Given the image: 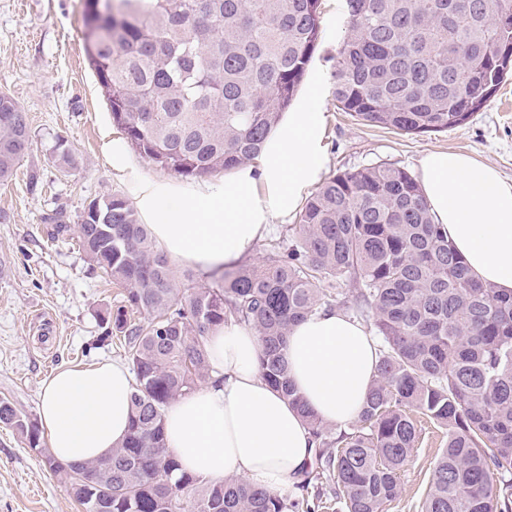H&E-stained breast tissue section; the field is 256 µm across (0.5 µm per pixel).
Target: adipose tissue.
Masks as SVG:
<instances>
[{
    "label": "adipose tissue",
    "mask_w": 512,
    "mask_h": 512,
    "mask_svg": "<svg viewBox=\"0 0 512 512\" xmlns=\"http://www.w3.org/2000/svg\"><path fill=\"white\" fill-rule=\"evenodd\" d=\"M319 112H288L265 142L259 165L243 164L223 182L190 186L140 174L127 147L101 132L110 169L134 187L136 208L168 257L209 276L249 256L273 220L296 210L323 172ZM419 184L435 223L478 280L512 290V179L447 150L429 152ZM210 383L172 403L167 445L183 470L214 483L240 477L273 493L294 485L314 457L302 417L262 377V346L248 326L212 329L206 340ZM288 375L308 407L340 427L358 418L377 375V346L365 326L333 309L295 324ZM133 376L101 361L58 369L43 386L40 417L54 456L88 462L109 455L129 425Z\"/></svg>",
    "instance_id": "1"
}]
</instances>
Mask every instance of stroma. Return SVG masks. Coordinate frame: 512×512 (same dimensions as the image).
Here are the masks:
<instances>
[{"label": "stroma", "instance_id": "1", "mask_svg": "<svg viewBox=\"0 0 512 512\" xmlns=\"http://www.w3.org/2000/svg\"><path fill=\"white\" fill-rule=\"evenodd\" d=\"M324 32L293 105L312 102L323 113L324 176L389 163L418 175L421 159L448 150L496 167L512 179V76L481 112L445 133L400 134L354 120L336 108L332 72L339 49L344 0H322ZM84 0H0V92L24 109L32 146L9 184H0V399L38 413L41 387L58 368L102 359L126 363L117 337L101 318L123 296L92 269L76 243L48 244L43 218L64 210L78 223L88 203L131 190L109 172L100 131L112 114L85 51ZM76 160L62 172L52 164L57 138ZM43 186L31 192L27 176ZM447 442L445 430L423 424L420 444L401 473L398 499L388 512H420L431 471ZM0 512H80L65 485L39 463L25 437L0 423Z\"/></svg>", "mask_w": 512, "mask_h": 512}]
</instances>
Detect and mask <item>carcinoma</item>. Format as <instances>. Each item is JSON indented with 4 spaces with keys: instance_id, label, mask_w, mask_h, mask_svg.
<instances>
[{
    "instance_id": "obj_1",
    "label": "carcinoma",
    "mask_w": 512,
    "mask_h": 512,
    "mask_svg": "<svg viewBox=\"0 0 512 512\" xmlns=\"http://www.w3.org/2000/svg\"><path fill=\"white\" fill-rule=\"evenodd\" d=\"M108 15L87 0L84 36L112 120L131 147L182 178L258 157L295 100L321 39L322 0H210L202 23L184 0H121ZM332 77L337 108L400 134L445 133L482 111L512 74V0H347ZM32 144L26 114L0 93V181ZM73 167L66 144L52 155ZM51 242L77 239L88 261L123 288L103 321L123 337L134 383L112 477L98 462L66 464L40 447L36 418L0 400V422L27 439L82 512H299L305 500L241 478L212 483L182 471L164 438L165 410L210 378L206 336L253 327L261 374L305 419L313 463L295 483L331 482L338 512H386L419 443L412 413L446 430L421 512H512V292L474 278L432 222L417 180L377 163L324 180L292 238L259 266L176 279L128 198L92 200L80 223L48 217ZM112 225V235L97 230ZM352 310L381 340L378 374L355 424L334 435L288 379L283 359L299 321ZM147 315L128 322L127 309Z\"/></svg>"
}]
</instances>
